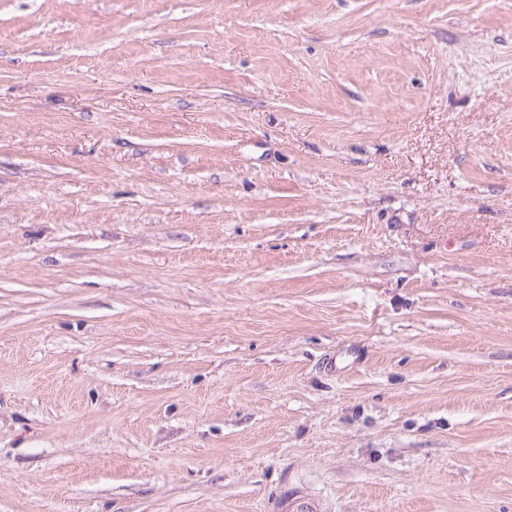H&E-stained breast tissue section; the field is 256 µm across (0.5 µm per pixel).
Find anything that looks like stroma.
Segmentation results:
<instances>
[{
    "label": "stroma",
    "instance_id": "35a3bbf8",
    "mask_svg": "<svg viewBox=\"0 0 512 512\" xmlns=\"http://www.w3.org/2000/svg\"><path fill=\"white\" fill-rule=\"evenodd\" d=\"M512 512V0H0V512ZM275 512H321L320 504L309 495L295 493L283 495L275 505Z\"/></svg>",
    "mask_w": 512,
    "mask_h": 512
}]
</instances>
